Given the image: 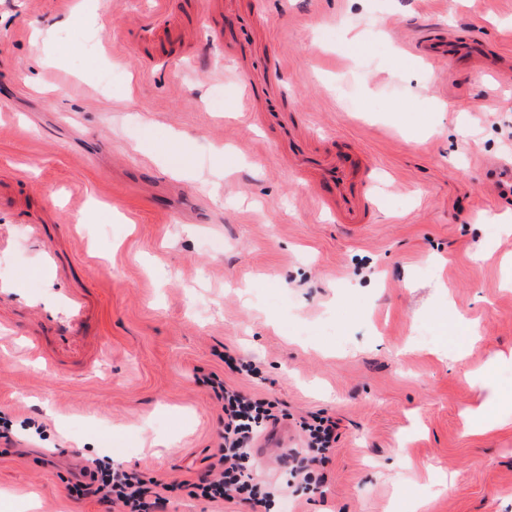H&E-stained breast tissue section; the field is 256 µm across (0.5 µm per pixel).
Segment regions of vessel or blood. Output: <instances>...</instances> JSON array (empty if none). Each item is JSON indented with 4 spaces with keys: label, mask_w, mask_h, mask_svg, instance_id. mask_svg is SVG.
Here are the masks:
<instances>
[{
    "label": "vessel or blood",
    "mask_w": 512,
    "mask_h": 512,
    "mask_svg": "<svg viewBox=\"0 0 512 512\" xmlns=\"http://www.w3.org/2000/svg\"><path fill=\"white\" fill-rule=\"evenodd\" d=\"M414 51L424 61L434 63L456 55L458 47L448 39H429L416 45ZM354 168V160L342 150L325 162L307 166L308 171L316 173L318 178L333 182L336 192L325 198L324 203L340 224L359 223L370 196L368 178H355ZM28 233L31 238L44 244L35 273L7 279L0 277V306L21 309L37 325L51 333L53 350L47 357L48 362L71 355L80 357L85 364H93L100 355L101 346L90 342L82 333L90 312L89 295L83 289L58 288L52 299L41 296L39 289L32 284L33 279L59 278L61 257L52 246L45 244L42 225H29Z\"/></svg>",
    "instance_id": "vessel-or-blood-1"
}]
</instances>
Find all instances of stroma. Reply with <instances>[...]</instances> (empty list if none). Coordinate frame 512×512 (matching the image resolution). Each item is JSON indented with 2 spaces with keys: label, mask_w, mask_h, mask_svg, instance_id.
I'll use <instances>...</instances> for the list:
<instances>
[{
  "label": "stroma",
  "mask_w": 512,
  "mask_h": 512,
  "mask_svg": "<svg viewBox=\"0 0 512 512\" xmlns=\"http://www.w3.org/2000/svg\"><path fill=\"white\" fill-rule=\"evenodd\" d=\"M437 34L480 69L414 55ZM339 147L371 168L362 224L335 223L293 156ZM507 211L512 0H0V274L33 271L44 225L111 350L45 364L25 345L51 338L15 314L10 512L31 493L107 512L67 487L116 453L198 481L224 429L212 372L284 415L254 445L271 512H512ZM477 377L503 423L468 435ZM317 413L340 438L305 483L274 443L305 449Z\"/></svg>",
  "instance_id": "stroma-1"
}]
</instances>
